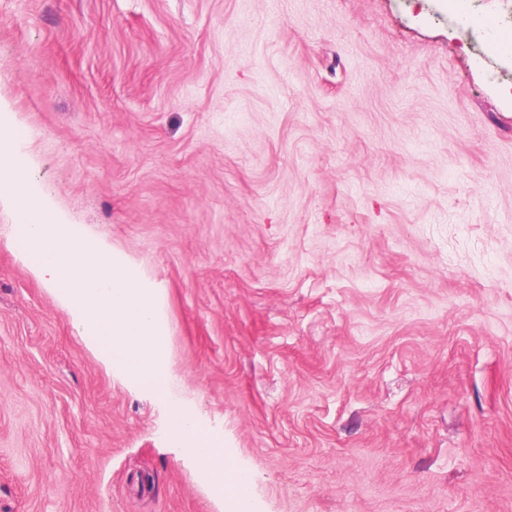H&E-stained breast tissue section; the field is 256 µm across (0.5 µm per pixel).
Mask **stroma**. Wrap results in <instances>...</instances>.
Wrapping results in <instances>:
<instances>
[{
	"label": "stroma",
	"instance_id": "1",
	"mask_svg": "<svg viewBox=\"0 0 512 512\" xmlns=\"http://www.w3.org/2000/svg\"><path fill=\"white\" fill-rule=\"evenodd\" d=\"M28 183L156 291L106 366L0 200V512H512V0H0ZM167 431L170 438L194 459L200 476L206 482L219 492L227 484L235 495L244 496L249 476L238 472L224 459V448H218L193 410L173 407L168 415Z\"/></svg>",
	"mask_w": 512,
	"mask_h": 512
}]
</instances>
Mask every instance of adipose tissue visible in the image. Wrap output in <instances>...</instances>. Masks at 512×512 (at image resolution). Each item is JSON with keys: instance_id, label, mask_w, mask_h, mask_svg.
I'll return each mask as SVG.
<instances>
[{"instance_id": "ef3b65f1", "label": "adipose tissue", "mask_w": 512, "mask_h": 512, "mask_svg": "<svg viewBox=\"0 0 512 512\" xmlns=\"http://www.w3.org/2000/svg\"><path fill=\"white\" fill-rule=\"evenodd\" d=\"M167 431L170 438L182 446L197 466L200 476L216 489H230L237 496H244L249 477L238 472L225 459L214 438L191 409L173 407L168 415Z\"/></svg>"}]
</instances>
